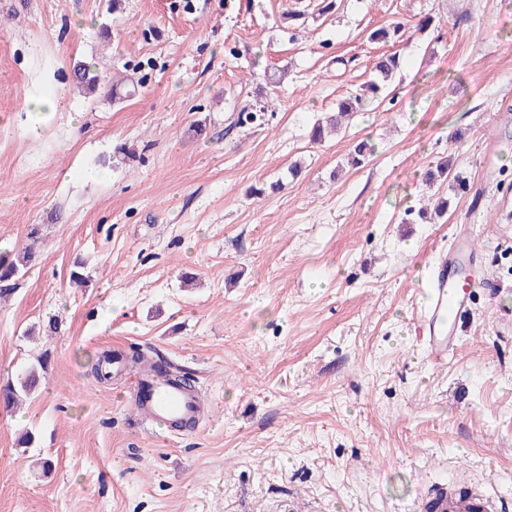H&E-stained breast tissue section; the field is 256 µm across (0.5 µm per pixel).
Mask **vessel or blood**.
Segmentation results:
<instances>
[{
  "label": "vessel or blood",
  "instance_id": "b4317fda",
  "mask_svg": "<svg viewBox=\"0 0 512 512\" xmlns=\"http://www.w3.org/2000/svg\"><path fill=\"white\" fill-rule=\"evenodd\" d=\"M484 278L482 258L466 240L441 253L423 285L424 301L418 330L432 362L447 361L456 347L462 317L472 303L473 288ZM137 388L145 397L143 412L156 424L175 419H196L204 410L198 393L163 380L138 376ZM502 499L472 484L462 491L437 488L421 502L419 512H501Z\"/></svg>",
  "mask_w": 512,
  "mask_h": 512
}]
</instances>
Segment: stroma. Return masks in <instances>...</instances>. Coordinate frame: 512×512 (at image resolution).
Listing matches in <instances>:
<instances>
[{"instance_id":"stroma-1","label":"stroma","mask_w":512,"mask_h":512,"mask_svg":"<svg viewBox=\"0 0 512 512\" xmlns=\"http://www.w3.org/2000/svg\"><path fill=\"white\" fill-rule=\"evenodd\" d=\"M318 2L0 0V252L39 230L0 386L40 376L0 407V512H414L466 479L512 500V0ZM388 53L393 93L311 143ZM79 64L139 86L85 91ZM60 85L66 110H34ZM463 236L489 284L437 365L421 277ZM133 345L189 371L195 430L95 378ZM40 376L36 368L27 370L19 379L18 387L9 383L3 389L1 388V403L5 406H11L18 400L19 393L29 394L33 392L39 384Z\"/></svg>"}]
</instances>
